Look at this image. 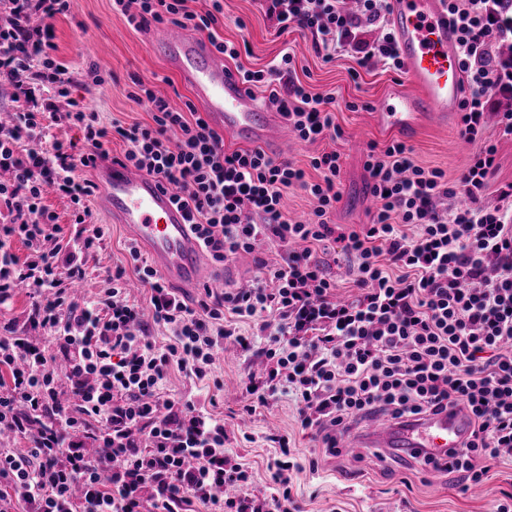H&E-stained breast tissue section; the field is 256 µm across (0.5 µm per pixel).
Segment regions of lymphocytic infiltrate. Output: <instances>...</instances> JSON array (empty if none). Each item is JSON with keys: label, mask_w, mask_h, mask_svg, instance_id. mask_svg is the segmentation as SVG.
Instances as JSON below:
<instances>
[{"label": "lymphocytic infiltrate", "mask_w": 512, "mask_h": 512, "mask_svg": "<svg viewBox=\"0 0 512 512\" xmlns=\"http://www.w3.org/2000/svg\"><path fill=\"white\" fill-rule=\"evenodd\" d=\"M277 33L296 29L311 38L323 62L349 56L359 67L402 68L389 23L390 0H259ZM69 0H0L9 16L0 25V82L24 96L25 110L0 124V306L25 287L31 308L24 326L0 324V435L39 431L31 448H0V512H300L289 486L294 448L277 440L270 465L273 492L256 497L250 474L224 454V425L195 402L166 396L171 368L197 382L213 378L225 343L256 353L263 368L250 374L246 392L256 404L293 395L302 428L315 430L331 456L353 424L384 414L420 420L464 407L471 432L449 450L448 471L483 482L492 462L512 452V185L485 203L497 148L486 137L493 98H512V58L497 46L512 44V0H448L459 32L461 68L468 93L459 135L474 144L456 180L438 168L415 164L405 142L370 143L365 168L376 208L361 230H345L330 217L340 200L337 151L313 156L305 169L254 147L226 151L224 138L194 104L177 109L138 83L135 98L149 123L107 129L97 113L70 95L72 75L55 62L54 20ZM135 30L171 24L206 33L225 59L241 51L217 29L224 8L197 12L188 0H112ZM292 54L262 70L241 69L243 80L264 94L289 129L304 142L341 137L331 98L298 79ZM84 129V147L51 140L48 149L23 141L48 138L52 126ZM124 144L122 158L139 171L177 184V202L205 252L221 264L254 252L268 239L284 249L280 263H260L250 287L204 288L193 301L168 288L137 246L129 255L150 292L148 306L132 300L127 273L108 274L94 297L73 288L86 277L84 258L100 238L89 228L84 203L96 186L77 180V167L108 157L110 134ZM53 189L76 207L77 227L60 246L56 215L44 205ZM291 188L314 201L308 221L283 213ZM19 240L30 254L18 261L6 245ZM351 261L357 295L336 297L329 257ZM259 320L263 347L237 324ZM171 328L156 346L148 327ZM41 331L45 343L30 340ZM95 432L101 453L89 456L72 433ZM224 486L239 490L221 499Z\"/></svg>", "instance_id": "obj_1"}]
</instances>
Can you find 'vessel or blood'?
<instances>
[{"instance_id":"b4317fda","label":"vessel or blood","mask_w":512,"mask_h":512,"mask_svg":"<svg viewBox=\"0 0 512 512\" xmlns=\"http://www.w3.org/2000/svg\"><path fill=\"white\" fill-rule=\"evenodd\" d=\"M390 24L405 85L392 89L389 102L376 105V124L410 132L430 118L446 122L458 112L466 91L459 33L446 0H391ZM155 46L210 125L254 147L283 142L286 128L279 112L261 102L206 38L167 32ZM95 179L102 209L144 245L166 284L186 289L210 281L206 253L176 203L178 186L118 161L99 165ZM470 431L468 412L454 407L419 421L377 423L363 436L347 435L343 446L350 455L359 448H426L442 457Z\"/></svg>"}]
</instances>
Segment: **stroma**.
Here are the masks:
<instances>
[{
  "label": "stroma",
  "instance_id": "35a3bbf8",
  "mask_svg": "<svg viewBox=\"0 0 512 512\" xmlns=\"http://www.w3.org/2000/svg\"><path fill=\"white\" fill-rule=\"evenodd\" d=\"M223 7L220 33L226 40L249 44L248 52L239 58L241 66L263 69L284 52H293L296 75L306 88L334 98L333 111L341 137L315 143L293 138L282 155L306 168L309 180L314 181L318 175L308 168L311 156L324 150L340 153L342 197L331 220L354 229L369 223L372 210L365 206L363 198V187L369 181L365 154L369 143L388 140L387 135L371 126V109L383 99L387 87L399 80V73L378 64L361 71L359 78H352L351 71L356 66L353 59L340 57L326 64L311 41L298 31L276 34L258 0H223ZM54 25V57L75 78L71 95L85 99L103 126L116 122L126 127L149 121V112L130 96L136 77L169 98L174 108H183L188 100V93L181 91L179 81L169 80L167 68L152 49L160 26L133 30L121 14L113 11L112 0H70L69 15L57 17ZM92 65L99 68L102 85H93L88 77ZM457 130L454 123L422 127L409 142L415 163L426 169H442L449 179H456L470 154ZM487 135L497 146V167L490 176L486 198L492 206L497 202L498 188L512 184V135L503 134L493 121L488 124ZM89 207L88 222L101 233L97 248L86 257L85 292L90 295L104 287L109 270L118 266L129 269L133 262L127 251L130 239L122 226L112 223L98 199H91ZM280 258L278 247L264 244L255 253L230 259L229 265L237 269L236 277L224 278V269L217 266L213 267L212 276L224 279L226 287L240 288L252 283L258 261L271 264ZM257 368L256 359L228 348L215 358L217 385L202 387L176 369L170 371L162 385L163 394L209 405L211 413L223 419L224 449L248 467L255 494L272 490L268 465L277 456L275 437L284 434L295 439L300 449L303 468L291 471L290 486L302 512H493L504 493H512L510 454L503 456L474 491L467 489L462 473L436 470L411 457L400 458L377 448L361 449L356 459L329 456L320 441L301 432L292 396L276 395L255 412L244 413L245 383ZM311 459L316 460V469H307Z\"/></svg>",
  "mask_w": 512,
  "mask_h": 512
}]
</instances>
